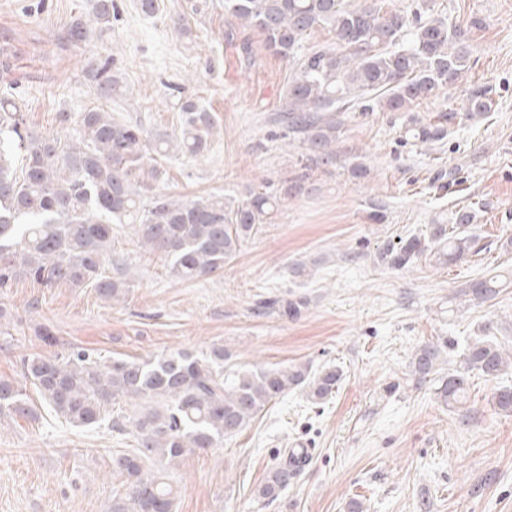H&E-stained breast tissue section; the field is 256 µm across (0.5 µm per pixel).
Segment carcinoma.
Wrapping results in <instances>:
<instances>
[{"mask_svg": "<svg viewBox=\"0 0 512 512\" xmlns=\"http://www.w3.org/2000/svg\"><path fill=\"white\" fill-rule=\"evenodd\" d=\"M116 0H90L88 18L71 21L67 41L90 42L93 30L112 29ZM429 0H418L411 11L381 12L374 4L349 0H224V13L263 35L266 52L296 64L288 94L275 117L283 130L301 143L305 173L294 180L267 181L244 200L224 196L176 199L151 189L162 171L157 158L171 147L192 157L210 150L215 128L212 112L190 98H179L180 134L149 138L142 124L118 121L103 108L57 113L60 126H74L76 141L39 135L27 123L14 97L13 84L0 90V288L21 278L54 286H90L100 297L118 301L129 288L126 270L108 276L103 262L112 245V225L129 224L144 247L162 253L173 276L193 281L224 270L242 241L269 224L285 201L306 192L307 170L336 165L339 122L343 106L369 97L381 110L408 112L420 100L440 97L469 70V51L459 28L429 14ZM316 26L330 27L336 46L297 56L298 48ZM97 97L112 99L119 85L110 65L91 70ZM490 90H469L465 111L488 112ZM455 120L444 110L434 123L410 119L406 133L422 143L442 139ZM22 160L16 169V159ZM472 212L457 218L454 230L433 224L428 236L413 235L386 247L382 260L405 269L427 251L448 250L458 262L473 249L474 238L462 229ZM473 299L483 303L499 289L494 277L469 285ZM305 302L269 299L296 318ZM463 354V367L448 374L438 388L446 405L467 401L468 376L476 372L495 378L508 357L491 338L489 327ZM441 348L429 343L413 357L416 375L436 373ZM23 375L60 421L93 429L105 421L119 435L125 423L112 418V405L132 407L129 422L135 445L118 448L112 469L124 477V493L112 498L109 512H174L177 489L168 467L187 454L217 448L243 430L266 406L292 390L314 402L336 392L341 373L334 366L313 371L309 366L224 372V348L214 346L197 356L176 352L143 360L114 359L108 363L77 351L54 357L22 358ZM498 410L512 413V387L493 396ZM32 408L25 389L0 379V417L28 416ZM300 471L296 453L272 467L258 490L276 500Z\"/></svg>", "mask_w": 512, "mask_h": 512, "instance_id": "cac0c4a2", "label": "carcinoma"}]
</instances>
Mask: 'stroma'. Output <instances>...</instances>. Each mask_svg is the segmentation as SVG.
I'll return each instance as SVG.
<instances>
[{
  "instance_id": "1",
  "label": "stroma",
  "mask_w": 512,
  "mask_h": 512,
  "mask_svg": "<svg viewBox=\"0 0 512 512\" xmlns=\"http://www.w3.org/2000/svg\"><path fill=\"white\" fill-rule=\"evenodd\" d=\"M191 2L161 0L160 14L145 17L135 0H118L111 31L74 46L66 26L88 0H0V82H16L31 129L72 141L75 130L56 115L97 105L87 69L98 52L119 77L113 117L140 121L153 136L176 134L175 88L215 116L205 156L162 159L159 191L241 200L264 181L296 176L300 145L284 142L273 121L292 63L261 51V36L225 15L224 0H207L200 13ZM431 12L461 28L470 52L469 71L444 99L407 114L338 113L335 167L316 172L315 190L288 200L218 274L178 280L118 224L106 262L133 273L122 301L24 279L0 289L10 313L0 321V378L23 383L24 356L79 350L131 361L220 346L244 370L333 365L342 378L323 403L290 392L222 447L183 457L170 471L175 512H350L354 501L363 512H512V415L491 403L512 386V367L471 375L457 409L438 399L436 380L412 371L428 342L443 347L441 373L459 369L460 341L487 324L512 355V287L484 303L466 295L487 274L512 270V0H431ZM245 40L259 48L249 61L239 52ZM476 85L493 87L491 111H462ZM447 108L456 119L445 139L406 137L408 116L426 123ZM358 164L364 177L352 174ZM450 171L457 182L440 191L437 177ZM375 204L383 223L368 218ZM463 210L474 212L477 237L467 258L430 256L402 270L380 261L387 245L455 224ZM301 262L308 274L294 277ZM299 297L306 305L293 319L258 307ZM26 393L34 418L0 422V512H107L123 490L111 469L114 433L61 424L34 388ZM292 448L308 449L307 464L277 500L259 499Z\"/></svg>"
}]
</instances>
